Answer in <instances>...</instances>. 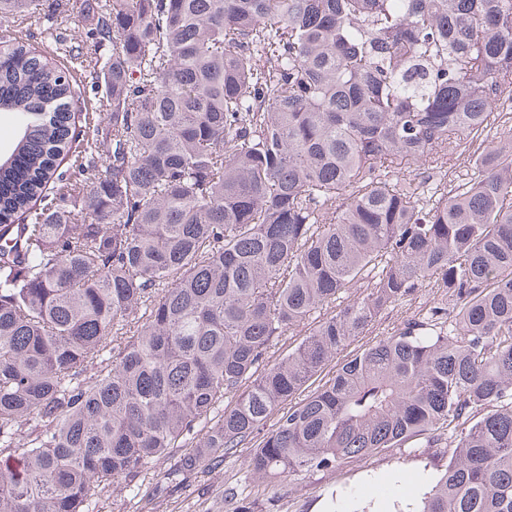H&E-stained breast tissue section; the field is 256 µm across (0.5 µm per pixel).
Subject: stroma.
<instances>
[{
    "label": "stroma",
    "instance_id": "stroma-1",
    "mask_svg": "<svg viewBox=\"0 0 512 512\" xmlns=\"http://www.w3.org/2000/svg\"><path fill=\"white\" fill-rule=\"evenodd\" d=\"M44 18L19 15L0 35H20L32 46L48 44V15H61L65 41L59 53L61 62L71 54L86 53V33L97 21L100 0H42ZM246 451L225 459L205 480L184 475L176 480L164 476L165 465L155 468L153 480L140 491L112 487L95 498L90 512H240L239 496L231 487L249 481ZM448 462L444 448H421L413 453L389 450L335 471H315L282 478L265 491L252 496L253 512H339L337 501L354 500L358 512H415L431 482Z\"/></svg>",
    "mask_w": 512,
    "mask_h": 512
}]
</instances>
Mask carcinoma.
<instances>
[{
  "mask_svg": "<svg viewBox=\"0 0 512 512\" xmlns=\"http://www.w3.org/2000/svg\"><path fill=\"white\" fill-rule=\"evenodd\" d=\"M88 39L73 155L70 67L0 37V512L420 440L419 512H512V0H112ZM74 75L76 76L77 79H81V80H83V82H85V84H87L86 91H87V96L89 99V104H88L89 112L101 113L102 119L105 118V120L102 123V127L107 129V122H109L108 118H107L109 116H107V115H109L112 111L110 110V108L108 106L106 98L102 97L100 89L91 91V89H90L91 77L89 75L88 70L87 71L81 70V68H79V67L77 68V66L75 65ZM420 295L421 298L415 303H412L411 305H402L395 307L393 310H388L383 317L381 318L378 329L376 333L379 334V337H382V335H386L388 333L393 332L396 327L399 325V323L406 317L412 315L413 313L418 311V307L421 306L419 302H426L430 303L433 298L432 289L431 288H421L420 289Z\"/></svg>",
  "mask_w": 512,
  "mask_h": 512,
  "instance_id": "1",
  "label": "carcinoma"
}]
</instances>
